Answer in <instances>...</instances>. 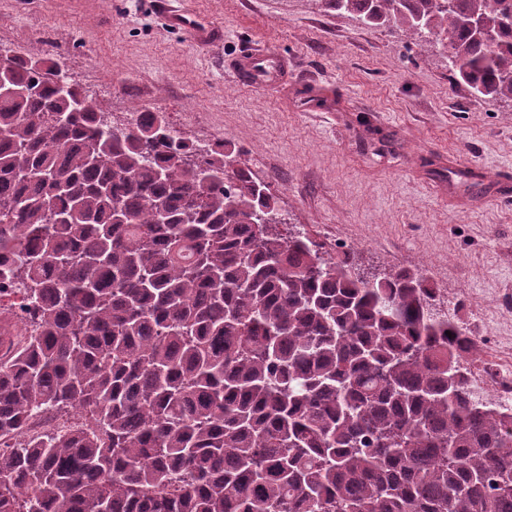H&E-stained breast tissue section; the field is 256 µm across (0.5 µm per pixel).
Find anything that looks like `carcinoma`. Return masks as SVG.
Returning <instances> with one entry per match:
<instances>
[{
    "instance_id": "cac0c4a2",
    "label": "carcinoma",
    "mask_w": 512,
    "mask_h": 512,
    "mask_svg": "<svg viewBox=\"0 0 512 512\" xmlns=\"http://www.w3.org/2000/svg\"><path fill=\"white\" fill-rule=\"evenodd\" d=\"M321 2L512 99V0ZM55 67L14 55L27 94L0 96V282L30 332L0 329V512H512V405L470 394L475 342L422 276L281 233L234 145L110 128ZM46 414L76 426L25 439Z\"/></svg>"
}]
</instances>
